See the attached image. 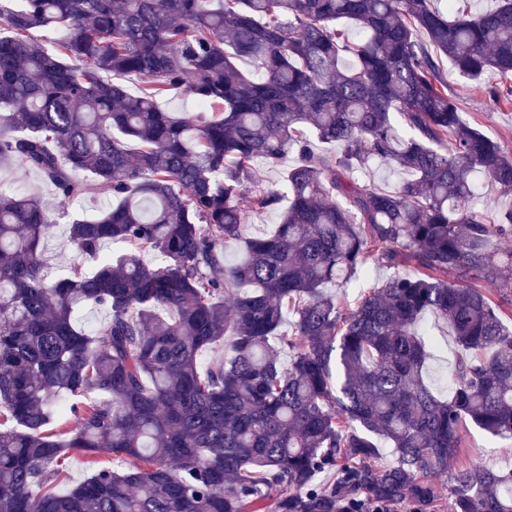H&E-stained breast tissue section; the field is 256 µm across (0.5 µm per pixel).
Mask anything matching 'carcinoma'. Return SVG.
<instances>
[{"mask_svg":"<svg viewBox=\"0 0 512 512\" xmlns=\"http://www.w3.org/2000/svg\"><path fill=\"white\" fill-rule=\"evenodd\" d=\"M444 58L512 80V0L452 19L432 0H0V166L112 199L69 227L97 270L51 281L40 198L0 190V512H436L467 425L512 440V330L452 280L512 281V152L462 119ZM130 74L134 94L112 80ZM172 89L203 111H164ZM287 159L279 185L254 181ZM370 161L406 178L351 176ZM479 178L509 199L491 222ZM247 183L280 210L262 237L243 233ZM402 259L418 274L342 303L357 271ZM87 305L107 311L90 331ZM428 313L458 348L446 397ZM75 451L91 472L61 491ZM450 474L453 512H512V471Z\"/></svg>","mask_w":512,"mask_h":512,"instance_id":"obj_1","label":"carcinoma"}]
</instances>
